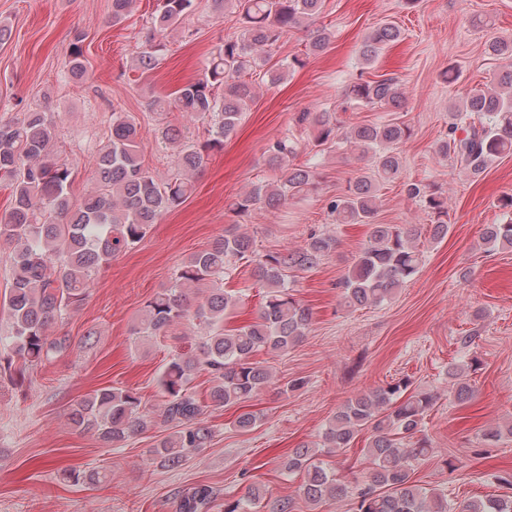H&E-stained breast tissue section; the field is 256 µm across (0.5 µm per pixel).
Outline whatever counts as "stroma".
Returning <instances> with one entry per match:
<instances>
[{
	"label": "stroma",
	"mask_w": 512,
	"mask_h": 512,
	"mask_svg": "<svg viewBox=\"0 0 512 512\" xmlns=\"http://www.w3.org/2000/svg\"><path fill=\"white\" fill-rule=\"evenodd\" d=\"M111 4L0 0V21L11 28L10 39L0 43V121L29 106L51 115L55 153L75 171L71 191L77 200L93 185L89 161L109 139L116 111L137 123L145 163L158 181L171 177L175 152L156 150L155 144L163 122L177 124L184 117L174 111L158 121L146 102L202 77L218 39L239 27L235 14L216 16L212 0H196L195 11L168 36L160 65L144 74L135 59L155 2L135 0L116 25ZM477 16L490 19V26H473ZM386 21L401 27L402 40L363 66L358 48L364 36ZM319 23L330 33L325 51L310 54L302 30L283 39L274 60L297 53L305 56V66L277 84L257 79L236 132L210 152L192 194L137 247L114 257L83 306L57 326L70 348L27 370L22 387L0 386V512H174L172 497L179 491L207 484L239 497L252 482L264 484L273 497L293 499L295 512H309L301 476L282 471L280 460L300 442L319 440L346 400L402 379L438 395L424 426L435 454L416 465L415 479L459 501L506 493L497 477L512 474V438L487 448L481 435L512 419V249L487 250L480 234L483 225L504 221L500 199L512 195V156L475 180L437 156L433 145L446 136L467 92L503 68L504 59L486 47L495 38L512 39V0H417L412 6L405 0H325ZM78 33L85 37V77L76 82L66 76L67 47ZM364 69L398 78L405 92L398 118L411 136L400 147V181L380 187L378 220L413 225L424 260L390 301L353 312L341 306L338 283L366 244L369 228L333 223L329 203L369 163L328 144L315 146L297 118L304 111L336 109L348 126L380 119L381 111L344 107L345 86ZM451 71L457 78L450 82ZM284 137L294 140L298 162L316 164L318 190L273 212L235 216L229 206L239 195L276 179L266 164L268 149ZM407 181L443 193L451 218L443 240L430 239V214L408 198ZM235 223L254 234L261 256L298 248L313 230L337 241L331 256L295 279V297L312 312L304 339L280 357L255 354L275 373L274 385L248 403L260 413V426L242 433L233 425L237 408H205L215 437L177 471L153 461L163 430L131 437L118 448L74 431L66 413L90 390L121 386L138 393L143 405L160 402L158 378L172 351L184 341H199L201 331L189 321L161 338L135 336L131 328L183 261ZM252 269V263L239 261L224 278L225 290L239 297L224 317L225 328L251 322L259 313L260 287ZM466 335L473 338L467 347L461 343ZM453 363L469 365L467 379L476 390L474 400L461 407L448 395ZM297 379L301 387L289 389ZM451 455L462 463L453 474L442 466ZM66 467L102 468L108 478L75 484L63 478Z\"/></svg>",
	"instance_id": "35a3bbf8"
}]
</instances>
